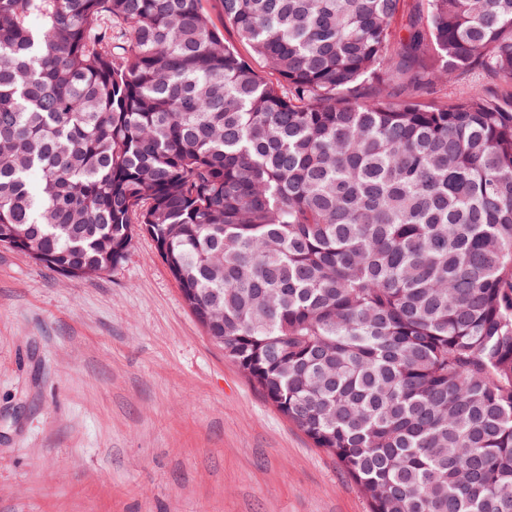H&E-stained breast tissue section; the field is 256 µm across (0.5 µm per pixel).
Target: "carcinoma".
<instances>
[{"label":"carcinoma","instance_id":"cac0c4a2","mask_svg":"<svg viewBox=\"0 0 512 512\" xmlns=\"http://www.w3.org/2000/svg\"><path fill=\"white\" fill-rule=\"evenodd\" d=\"M219 2L279 82L200 0H0V245L148 234L370 512H512V0ZM495 82L482 70H474L471 74L462 80H451L447 84L437 86L436 94L428 101L435 102H453L464 97L472 87L493 85Z\"/></svg>","mask_w":512,"mask_h":512}]
</instances>
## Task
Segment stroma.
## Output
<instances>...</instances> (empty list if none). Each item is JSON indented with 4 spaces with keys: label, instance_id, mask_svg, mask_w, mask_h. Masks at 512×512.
Here are the masks:
<instances>
[{
    "label": "stroma",
    "instance_id": "1",
    "mask_svg": "<svg viewBox=\"0 0 512 512\" xmlns=\"http://www.w3.org/2000/svg\"><path fill=\"white\" fill-rule=\"evenodd\" d=\"M0 512H369L224 357L152 238L65 278L0 246Z\"/></svg>",
    "mask_w": 512,
    "mask_h": 512
}]
</instances>
